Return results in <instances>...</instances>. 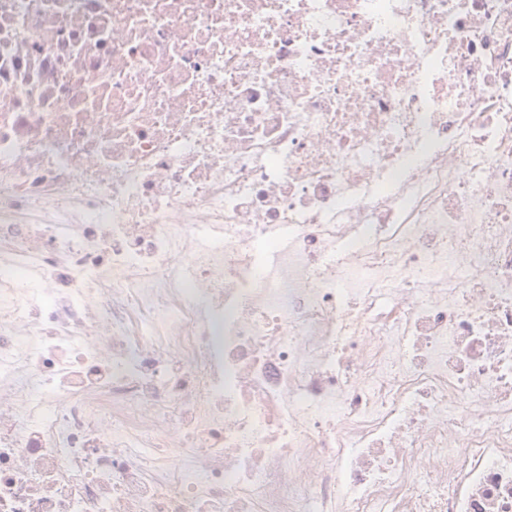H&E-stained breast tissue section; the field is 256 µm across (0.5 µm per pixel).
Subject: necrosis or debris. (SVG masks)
Returning a JSON list of instances; mask_svg holds the SVG:
<instances>
[{
	"mask_svg": "<svg viewBox=\"0 0 512 512\" xmlns=\"http://www.w3.org/2000/svg\"><path fill=\"white\" fill-rule=\"evenodd\" d=\"M0 512H512V0H0Z\"/></svg>",
	"mask_w": 512,
	"mask_h": 512,
	"instance_id": "4bbe7bcc",
	"label": "necrosis or debris"
}]
</instances>
